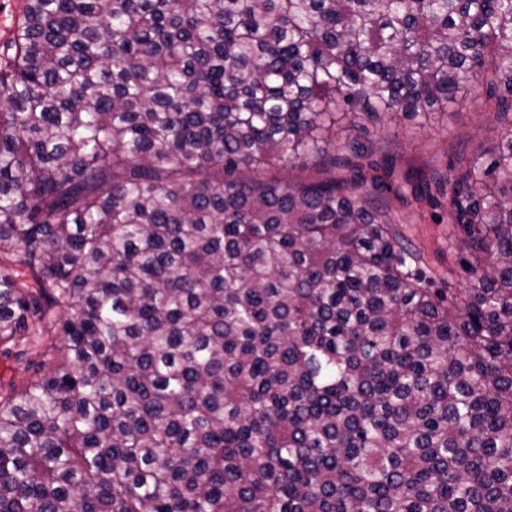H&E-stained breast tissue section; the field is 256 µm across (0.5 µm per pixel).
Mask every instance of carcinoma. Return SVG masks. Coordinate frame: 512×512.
<instances>
[{
  "label": "carcinoma",
  "mask_w": 512,
  "mask_h": 512,
  "mask_svg": "<svg viewBox=\"0 0 512 512\" xmlns=\"http://www.w3.org/2000/svg\"><path fill=\"white\" fill-rule=\"evenodd\" d=\"M3 53L0 512H512V0H23ZM475 89L445 169L332 143ZM397 227L413 248L424 256L425 270L428 275L437 278L445 277L448 281V261L455 267L456 275L452 283L454 288L467 286V275L448 254L456 256L460 253L458 241L451 224L446 218L442 224H434L430 212L419 207L402 206L392 200ZM16 349L7 353L0 347V394L24 389L33 379V370L25 369L26 361H17Z\"/></svg>",
  "instance_id": "cac0c4a2"
}]
</instances>
